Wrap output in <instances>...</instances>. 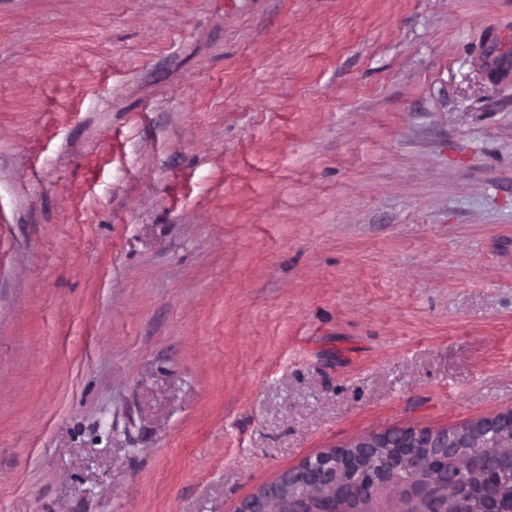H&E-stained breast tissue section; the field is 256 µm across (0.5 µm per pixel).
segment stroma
<instances>
[{"label":"stroma","instance_id":"35a3bbf8","mask_svg":"<svg viewBox=\"0 0 512 512\" xmlns=\"http://www.w3.org/2000/svg\"><path fill=\"white\" fill-rule=\"evenodd\" d=\"M512 0H0V512H236L512 409Z\"/></svg>","mask_w":512,"mask_h":512}]
</instances>
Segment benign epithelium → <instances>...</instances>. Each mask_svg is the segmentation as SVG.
<instances>
[{
  "instance_id": "1",
  "label": "benign epithelium",
  "mask_w": 512,
  "mask_h": 512,
  "mask_svg": "<svg viewBox=\"0 0 512 512\" xmlns=\"http://www.w3.org/2000/svg\"><path fill=\"white\" fill-rule=\"evenodd\" d=\"M510 433L511 409L449 429L407 427L361 435L284 472L278 480L245 498L237 512H266L268 502L281 499L292 489L336 482L339 489L332 496L288 499V512H363L361 507L369 500L370 512H445L434 500L430 485L417 478L425 456L433 455L446 463L460 449L480 445L503 449L489 461L479 458L477 452L472 457V463L489 482L486 503L476 512H496L495 484L504 475L512 478V440H507ZM338 450L345 454V478L340 482ZM441 478L451 485H463L470 480V470L450 471L445 466Z\"/></svg>"
}]
</instances>
